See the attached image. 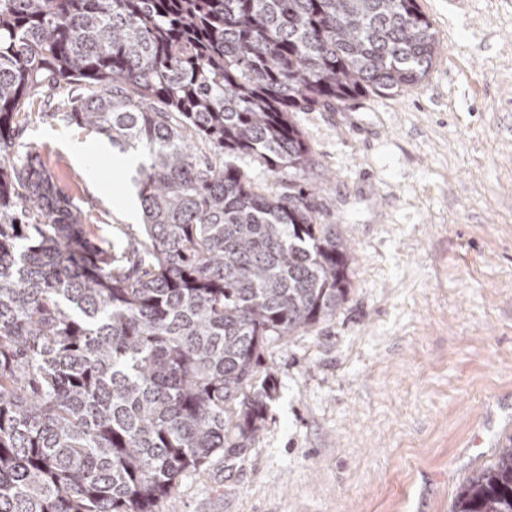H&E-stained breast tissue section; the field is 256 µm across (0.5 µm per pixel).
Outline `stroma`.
<instances>
[{
  "label": "stroma",
  "mask_w": 512,
  "mask_h": 512,
  "mask_svg": "<svg viewBox=\"0 0 512 512\" xmlns=\"http://www.w3.org/2000/svg\"><path fill=\"white\" fill-rule=\"evenodd\" d=\"M425 81L294 116L326 223L356 259L329 322L272 343L276 392L232 470L187 472L157 512H452L512 437V0H418ZM44 93L18 144L95 234L139 230L136 167Z\"/></svg>",
  "instance_id": "35a3bbf8"
}]
</instances>
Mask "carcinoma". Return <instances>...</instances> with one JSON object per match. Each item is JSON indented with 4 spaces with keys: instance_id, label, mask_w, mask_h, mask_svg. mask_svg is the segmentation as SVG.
Segmentation results:
<instances>
[{
    "instance_id": "cac0c4a2",
    "label": "carcinoma",
    "mask_w": 512,
    "mask_h": 512,
    "mask_svg": "<svg viewBox=\"0 0 512 512\" xmlns=\"http://www.w3.org/2000/svg\"><path fill=\"white\" fill-rule=\"evenodd\" d=\"M439 50L418 0H0V512H156L187 471L232 469L263 348L335 317L355 260L292 115L414 88ZM61 85L64 120L147 152L121 253L15 148ZM453 512H512V438Z\"/></svg>"
}]
</instances>
